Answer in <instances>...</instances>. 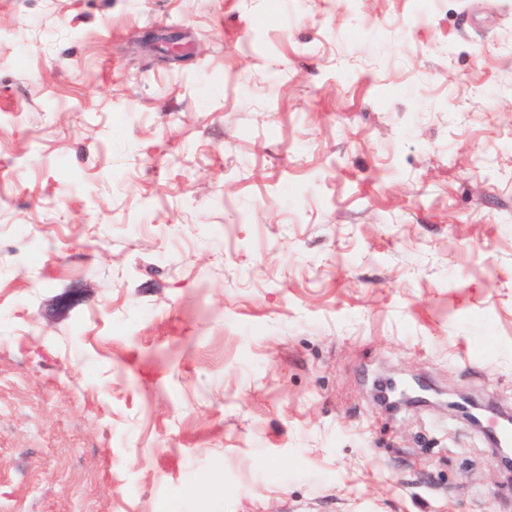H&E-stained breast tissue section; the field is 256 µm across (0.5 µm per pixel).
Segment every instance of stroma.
I'll list each match as a JSON object with an SVG mask.
<instances>
[{"instance_id": "stroma-1", "label": "stroma", "mask_w": 512, "mask_h": 512, "mask_svg": "<svg viewBox=\"0 0 512 512\" xmlns=\"http://www.w3.org/2000/svg\"><path fill=\"white\" fill-rule=\"evenodd\" d=\"M392 373L512 410V0H0V512H512Z\"/></svg>"}]
</instances>
